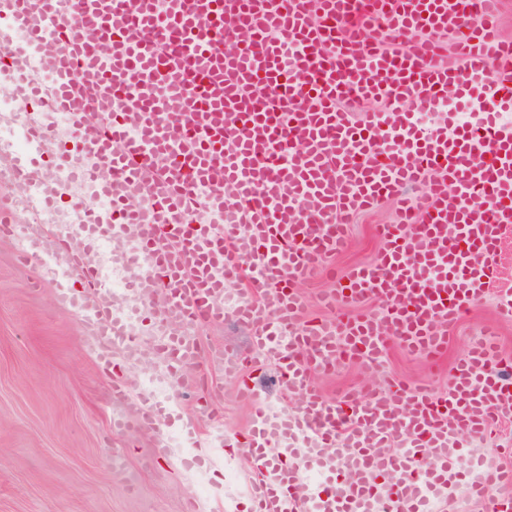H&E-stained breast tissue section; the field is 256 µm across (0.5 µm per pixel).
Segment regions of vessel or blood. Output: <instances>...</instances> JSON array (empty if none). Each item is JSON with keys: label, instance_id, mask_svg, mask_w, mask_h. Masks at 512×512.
<instances>
[{"label": "vessel or blood", "instance_id": "b4317fda", "mask_svg": "<svg viewBox=\"0 0 512 512\" xmlns=\"http://www.w3.org/2000/svg\"><path fill=\"white\" fill-rule=\"evenodd\" d=\"M0 0V84L22 98L24 148L0 151V183L41 179L35 210L67 208L86 242L104 228L122 240L118 262L150 321L174 322L155 337L182 386L195 387L205 350L196 329L223 321L224 287L246 267L260 275L232 312L251 348L224 362V376L253 409L241 449L255 475L253 512H433L466 460L465 437H492L512 417V356L492 334L450 372L447 393L429 382L377 388L366 403L327 401L313 376L336 355L369 364L390 345L436 361L448 329L500 277L512 231V42L497 12L468 0ZM454 50L464 64L447 60ZM88 78L80 89L74 67ZM277 109H269L268 97ZM197 109L179 111L186 99ZM382 103L352 123L338 99ZM437 111L424 125L407 103ZM68 117L61 140L44 113ZM50 179H43V172ZM79 178L106 198L90 208L71 195ZM415 185L423 200L407 197ZM142 202L129 205L131 191ZM399 203L380 224L378 260L352 268L321 297L332 318L306 314L299 290L339 251L348 219L380 199ZM225 213L201 223L200 208ZM22 259L43 251L32 225L0 220ZM69 279L58 302L78 308L102 341L97 359L136 362L145 349L117 313L101 268L81 252L54 250ZM377 298L381 308H345ZM277 367L278 419L253 375ZM129 406L116 429L155 430L167 407L113 387ZM512 468L486 471L469 494L483 512H512Z\"/></svg>", "mask_w": 512, "mask_h": 512}]
</instances>
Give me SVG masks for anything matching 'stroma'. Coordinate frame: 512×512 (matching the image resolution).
<instances>
[{
    "label": "stroma",
    "instance_id": "35a3bbf8",
    "mask_svg": "<svg viewBox=\"0 0 512 512\" xmlns=\"http://www.w3.org/2000/svg\"><path fill=\"white\" fill-rule=\"evenodd\" d=\"M393 213L384 200L352 218L348 246L335 258L339 271L376 261L382 244L373 227ZM500 267L496 288L449 329L441 362L432 366L396 347L381 377L363 363L342 361L315 385L331 400L399 380L446 389L451 367L488 321L512 352V317L500 310L512 294V239L502 247ZM57 287L42 259L21 260L13 241L0 237V512H248L251 463L222 443L252 419L235 385L221 378L217 364H204L214 379L202 395L212 415L202 426L205 446L185 443L168 460L149 463L157 434L113 432L114 378L90 351L94 338L80 316L58 305ZM198 333L207 347L230 354L250 345L247 330L229 318ZM190 463L209 490L201 503L186 475Z\"/></svg>",
    "mask_w": 512,
    "mask_h": 512
}]
</instances>
